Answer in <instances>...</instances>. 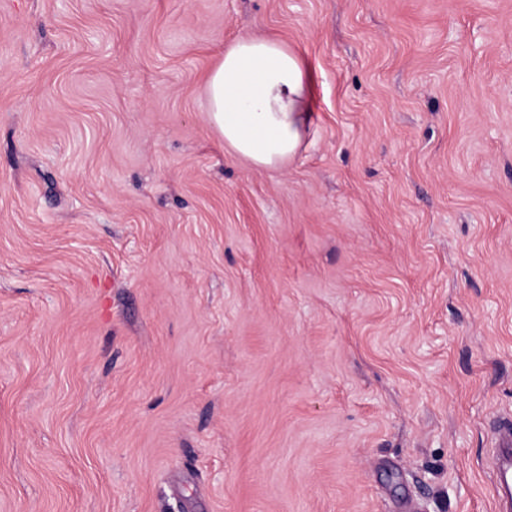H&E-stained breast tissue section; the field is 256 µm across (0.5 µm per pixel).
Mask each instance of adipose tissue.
I'll list each match as a JSON object with an SVG mask.
<instances>
[{
	"instance_id": "1",
	"label": "adipose tissue",
	"mask_w": 512,
	"mask_h": 512,
	"mask_svg": "<svg viewBox=\"0 0 512 512\" xmlns=\"http://www.w3.org/2000/svg\"><path fill=\"white\" fill-rule=\"evenodd\" d=\"M310 77L300 54L277 39L228 45L205 82L207 117L232 156L282 168L308 130Z\"/></svg>"
}]
</instances>
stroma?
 <instances>
[{"label":"stroma","mask_w":512,"mask_h":512,"mask_svg":"<svg viewBox=\"0 0 512 512\" xmlns=\"http://www.w3.org/2000/svg\"><path fill=\"white\" fill-rule=\"evenodd\" d=\"M277 38L279 170L204 85ZM512 0H0V512H495ZM310 77L300 54L269 37H240L205 82L207 117L234 157L278 170L308 130Z\"/></svg>","instance_id":"1"}]
</instances>
